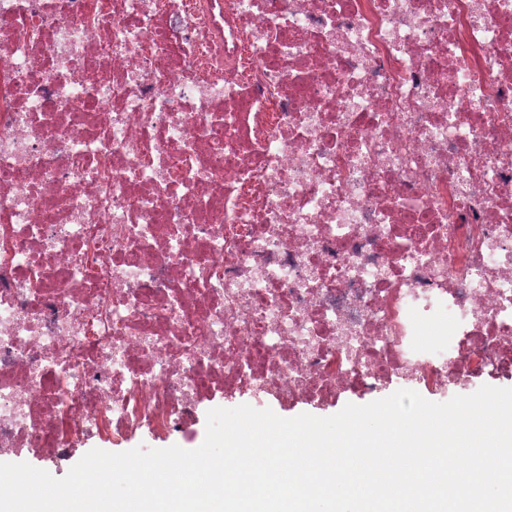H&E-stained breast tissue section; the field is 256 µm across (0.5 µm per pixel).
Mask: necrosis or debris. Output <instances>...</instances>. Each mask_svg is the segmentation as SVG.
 Here are the masks:
<instances>
[{
  "mask_svg": "<svg viewBox=\"0 0 512 512\" xmlns=\"http://www.w3.org/2000/svg\"><path fill=\"white\" fill-rule=\"evenodd\" d=\"M94 2L0 0V452L512 381V0ZM399 389H410V388L397 387V388H394L393 390H391L387 394L377 396V397H371V398H368V397L357 398L356 396H350V397H347L344 400L340 401L336 406L324 408L323 410L318 409L313 406H310V405H300L295 408L288 409V408L280 407L279 405L274 404V403L270 404L267 408L272 409L277 415L284 417V418H292V417H295L302 413H308V414H312V415L319 416V417H328V416L338 413L348 403H352V404H356V405H365V404H368L377 399L387 397ZM410 390H412V389H410Z\"/></svg>",
  "mask_w": 512,
  "mask_h": 512,
  "instance_id": "obj_1",
  "label": "necrosis or debris"
}]
</instances>
